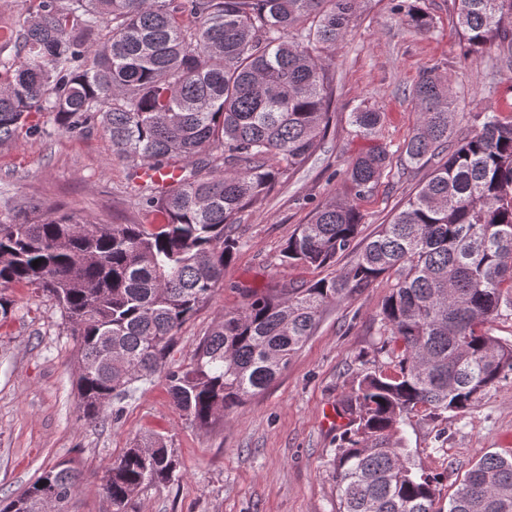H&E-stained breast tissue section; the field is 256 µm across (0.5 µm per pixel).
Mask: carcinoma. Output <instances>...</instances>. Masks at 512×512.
Instances as JSON below:
<instances>
[{"label": "carcinoma", "instance_id": "1", "mask_svg": "<svg viewBox=\"0 0 512 512\" xmlns=\"http://www.w3.org/2000/svg\"><path fill=\"white\" fill-rule=\"evenodd\" d=\"M359 0H35L0 30V145L56 129L95 127L114 155L174 168L164 191L143 185L155 226L51 216L0 219V288L52 297L77 337L78 409L94 419L134 384L164 369L178 329L207 301L239 247L232 226L276 176L321 147L335 95L325 53L344 39ZM417 33L433 28L405 10ZM467 54L512 69V0H457ZM410 95L416 125L401 154L437 164L349 268L305 288L249 295L199 343L193 363L166 372L176 409L207 426L264 390L312 336L327 307L384 279L379 318L391 371L359 376L344 402L350 428L335 455L338 512H442V476L419 467L404 425L420 412L464 411L512 372V344L488 324L512 289V115L486 112L461 136L453 96L435 69ZM379 112L353 113L374 142L343 171L346 196L319 206L283 249V261L322 268L352 250L369 195L392 164L376 142ZM41 260L38 265L33 261ZM179 462L161 439L136 443L107 467L104 491L124 512ZM75 469L61 462L0 512H67ZM448 512H512V457L483 454Z\"/></svg>", "mask_w": 512, "mask_h": 512}]
</instances>
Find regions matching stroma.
<instances>
[{"instance_id":"stroma-1","label":"stroma","mask_w":512,"mask_h":512,"mask_svg":"<svg viewBox=\"0 0 512 512\" xmlns=\"http://www.w3.org/2000/svg\"><path fill=\"white\" fill-rule=\"evenodd\" d=\"M398 0H361L330 61L336 98L330 130L297 172H283L261 203L234 227L239 247L212 298L178 330L167 368L189 366L201 339L249 291L304 288L342 273L352 254L323 268L283 262L282 250L317 206L341 198L346 162L367 148L352 114H382L380 137L395 157L373 193L362 199L358 243L389 223L425 181L431 165L403 167L396 154L416 122L409 92L424 70L437 68L455 99L459 132L480 112H506L512 71L491 55L463 56L455 0H422L433 19L415 33L394 9ZM137 181L100 130L49 138L22 137L0 148V218L28 216L30 200L103 224H149ZM385 281L358 288L325 312L315 334L264 391L223 420L202 428L177 410L164 374L137 383L94 421L79 418L78 345L55 301L15 285L0 321V500L20 496L44 470L66 461L80 474L68 512H112L103 492L107 466L132 444L161 436L180 462L174 478L138 491L126 512H337L333 478L336 439L349 419L342 405L360 374L386 365L378 313ZM407 446L417 464L442 474L441 500L487 452L512 456V375L472 408L448 417H411Z\"/></svg>"}]
</instances>
